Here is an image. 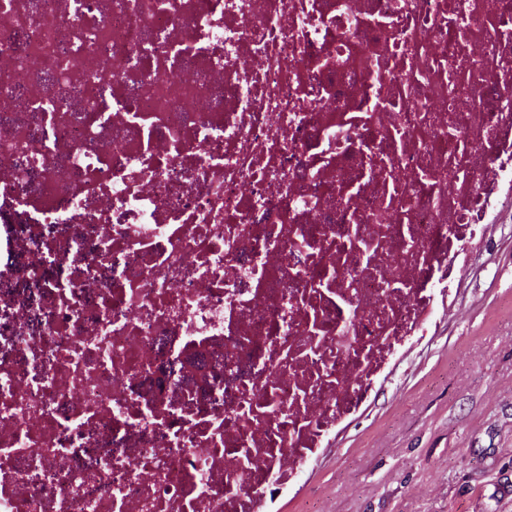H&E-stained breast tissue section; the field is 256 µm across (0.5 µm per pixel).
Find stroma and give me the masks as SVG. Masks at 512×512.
Instances as JSON below:
<instances>
[{
    "label": "stroma",
    "instance_id": "stroma-1",
    "mask_svg": "<svg viewBox=\"0 0 512 512\" xmlns=\"http://www.w3.org/2000/svg\"><path fill=\"white\" fill-rule=\"evenodd\" d=\"M271 512H512V211Z\"/></svg>",
    "mask_w": 512,
    "mask_h": 512
}]
</instances>
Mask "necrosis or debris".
<instances>
[{
  "label": "necrosis or debris",
  "instance_id": "1",
  "mask_svg": "<svg viewBox=\"0 0 512 512\" xmlns=\"http://www.w3.org/2000/svg\"><path fill=\"white\" fill-rule=\"evenodd\" d=\"M512 188V0H0V512H268Z\"/></svg>",
  "mask_w": 512,
  "mask_h": 512
}]
</instances>
